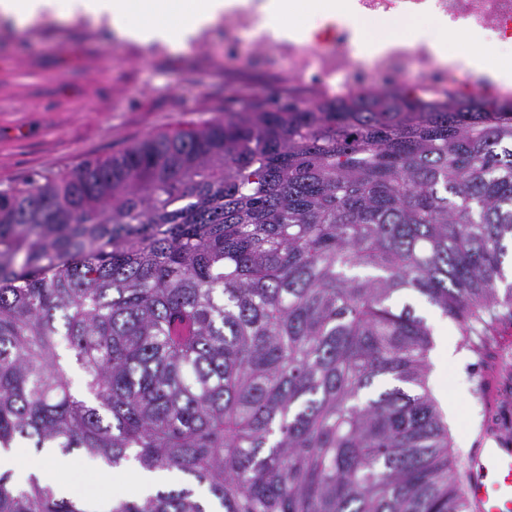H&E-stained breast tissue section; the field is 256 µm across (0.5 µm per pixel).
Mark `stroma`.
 I'll use <instances>...</instances> for the list:
<instances>
[{"mask_svg": "<svg viewBox=\"0 0 512 512\" xmlns=\"http://www.w3.org/2000/svg\"><path fill=\"white\" fill-rule=\"evenodd\" d=\"M210 36L159 67L78 22L1 26L0 189L67 175L146 137L223 119L227 92L271 95L272 86L235 79L225 68L223 24ZM503 372L512 375V333L496 334L481 351L466 350L462 365L436 377L457 409V434L485 431L499 410ZM71 458L76 466L64 477L85 496L89 512H111L116 499L138 498L137 462L116 488L80 452Z\"/></svg>", "mask_w": 512, "mask_h": 512, "instance_id": "stroma-1", "label": "stroma"}]
</instances>
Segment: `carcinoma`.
<instances>
[{"instance_id":"carcinoma-1","label":"carcinoma","mask_w":512,"mask_h":512,"mask_svg":"<svg viewBox=\"0 0 512 512\" xmlns=\"http://www.w3.org/2000/svg\"><path fill=\"white\" fill-rule=\"evenodd\" d=\"M511 248L512 106L388 88L244 96L0 189V448L176 469L218 512H467L430 327L392 298L476 347L512 316ZM0 512L87 510L0 474Z\"/></svg>"}]
</instances>
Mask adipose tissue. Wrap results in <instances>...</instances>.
Segmentation results:
<instances>
[{
	"label": "adipose tissue",
	"mask_w": 512,
	"mask_h": 512,
	"mask_svg": "<svg viewBox=\"0 0 512 512\" xmlns=\"http://www.w3.org/2000/svg\"><path fill=\"white\" fill-rule=\"evenodd\" d=\"M255 7L262 18L276 19L274 34L288 39L299 35L286 10V0H0V22L23 28L45 18L61 22L83 20L91 27L105 30L118 39L138 45L160 43L171 51L185 50L192 40L210 28L224 14ZM308 9L323 22H348L356 31L352 43L354 55L368 57L395 44L391 31L375 35L369 20L360 18L351 0H309ZM446 22L429 19L413 24L405 44L428 41L439 61L461 63L468 68L496 77L512 76V53L500 44L485 42L478 34L454 33L440 39Z\"/></svg>",
	"instance_id": "adipose-tissue-1"
}]
</instances>
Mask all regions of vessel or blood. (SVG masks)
Segmentation results:
<instances>
[{
	"instance_id": "b4317fda",
	"label": "vessel or blood",
	"mask_w": 512,
	"mask_h": 512,
	"mask_svg": "<svg viewBox=\"0 0 512 512\" xmlns=\"http://www.w3.org/2000/svg\"><path fill=\"white\" fill-rule=\"evenodd\" d=\"M512 413L503 412L475 456L464 485V499L477 512H512Z\"/></svg>"
}]
</instances>
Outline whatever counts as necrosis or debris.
I'll return each instance as SVG.
<instances>
[{"mask_svg": "<svg viewBox=\"0 0 512 512\" xmlns=\"http://www.w3.org/2000/svg\"><path fill=\"white\" fill-rule=\"evenodd\" d=\"M364 17L412 20L442 17L452 28L472 29L486 39L512 45V0H352ZM248 35L252 59L261 74L287 80L288 91L298 97L320 100L380 86L408 88L433 99L466 98L478 93L495 100L512 101V86L491 82L463 65L440 62L428 43L396 45L371 59L361 60L349 51L352 29L339 23L316 44L294 39L276 40L259 27V15L246 8L224 18V58L233 62L240 54L241 35ZM420 75L410 80L411 66Z\"/></svg>", "mask_w": 512, "mask_h": 512, "instance_id": "1", "label": "necrosis or debris"}]
</instances>
